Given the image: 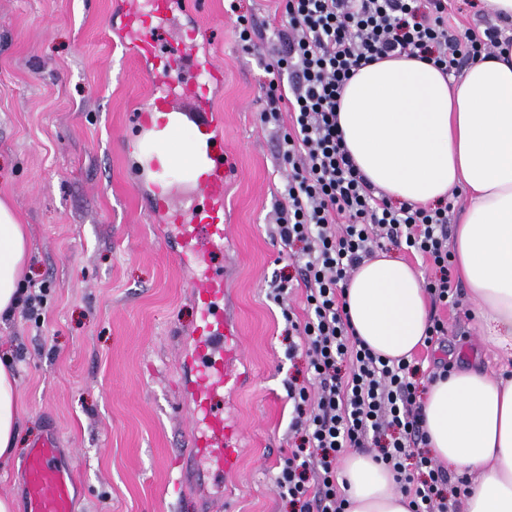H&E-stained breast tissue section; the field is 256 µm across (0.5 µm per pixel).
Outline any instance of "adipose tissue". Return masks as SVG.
<instances>
[{
  "label": "adipose tissue",
  "instance_id": "1",
  "mask_svg": "<svg viewBox=\"0 0 512 512\" xmlns=\"http://www.w3.org/2000/svg\"><path fill=\"white\" fill-rule=\"evenodd\" d=\"M346 149L366 180L392 200L433 203L451 189L469 201L453 261L492 341L512 357V46L474 62L459 81L432 63L394 56L360 67L337 108ZM29 254L13 207L0 200V315L21 305ZM345 298L355 335L375 353L410 357L429 324L419 274L383 251L352 273ZM18 378L0 357V459L17 445ZM428 450L476 474L462 512H512V379L470 367L429 381L422 394ZM349 512H409L390 471L351 452L342 461Z\"/></svg>",
  "mask_w": 512,
  "mask_h": 512
}]
</instances>
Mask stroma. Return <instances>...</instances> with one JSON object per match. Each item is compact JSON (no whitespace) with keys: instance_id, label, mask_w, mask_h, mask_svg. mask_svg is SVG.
<instances>
[{"instance_id":"obj_1","label":"stroma","mask_w":512,"mask_h":512,"mask_svg":"<svg viewBox=\"0 0 512 512\" xmlns=\"http://www.w3.org/2000/svg\"><path fill=\"white\" fill-rule=\"evenodd\" d=\"M240 12L256 36L244 51ZM277 0H181L165 38L195 31L200 58L224 66L212 91L224 116L229 237L215 262L226 280L224 310L237 322L242 382L224 392V416L240 427L238 468L184 471L192 405L180 349L196 319L182 267L158 237L149 184L133 186L122 137L135 108L155 92L143 60L119 37L122 0H0V198L29 234L28 284L45 286L41 322L0 318V353L19 374L17 451L0 471V496L27 512L23 462L48 426L72 468L73 512H290L274 476L293 446L288 381L304 378L288 358L280 310L267 296L279 273L299 264L273 231L288 167L262 126L266 49L284 28ZM448 334L425 363L501 369V351L469 294L440 309Z\"/></svg>"}]
</instances>
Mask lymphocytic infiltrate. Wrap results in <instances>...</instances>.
<instances>
[{"instance_id":"obj_1","label":"lymphocytic infiltrate","mask_w":512,"mask_h":512,"mask_svg":"<svg viewBox=\"0 0 512 512\" xmlns=\"http://www.w3.org/2000/svg\"><path fill=\"white\" fill-rule=\"evenodd\" d=\"M288 36L271 48L263 125L277 127L278 156L288 166L279 189L275 232L303 261L305 316L293 312L291 277L271 282L311 385L289 384L294 447L275 486L293 512H346L336 461L351 448L373 449L409 499L410 512H457L467 477L451 478L424 451L418 365L373 352L354 334L344 290L374 249L391 243L421 256L433 303L457 306L448 248L451 202L393 205L376 196L355 167L337 125L342 89L360 67L414 56L454 77L463 62L499 46L494 28L448 30L450 0H283Z\"/></svg>"}]
</instances>
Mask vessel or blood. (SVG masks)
Here are the masks:
<instances>
[{
  "instance_id": "vessel-or-blood-1",
  "label": "vessel or blood",
  "mask_w": 512,
  "mask_h": 512,
  "mask_svg": "<svg viewBox=\"0 0 512 512\" xmlns=\"http://www.w3.org/2000/svg\"><path fill=\"white\" fill-rule=\"evenodd\" d=\"M122 42L128 53L153 61L150 72L164 92L153 95L133 119L137 127L167 133L184 114H191L204 145L195 149L183 167L195 185L196 202L180 210L170 209L166 187L168 168L155 164L151 203L166 218L163 238L180 259L204 264L201 275L192 278L198 319L190 332L189 362L192 375L187 387L193 402L191 455L205 459L218 469L234 470L241 450L239 429L214 407L218 392L239 384L238 366L243 354L235 327L223 311L224 271L209 266L211 254L222 251L228 228L224 222V177L227 167L222 153L220 113L212 106L210 91L224 79L222 66L209 64L203 81L186 85L176 81L175 72L187 58L197 56L199 47L193 33L178 37L165 54H158L155 33L171 13L174 0H130ZM192 103L184 111L181 100ZM59 433L49 428L33 442L26 456L28 512H73L75 476L70 467L57 461Z\"/></svg>"
}]
</instances>
